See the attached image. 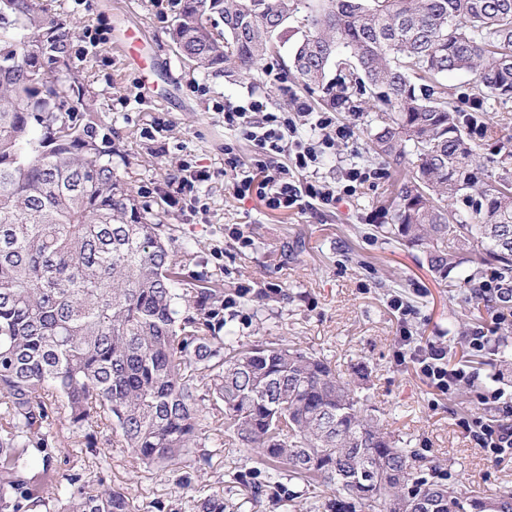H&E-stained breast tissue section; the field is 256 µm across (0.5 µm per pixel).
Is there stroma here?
<instances>
[{"label": "stroma", "mask_w": 512, "mask_h": 512, "mask_svg": "<svg viewBox=\"0 0 512 512\" xmlns=\"http://www.w3.org/2000/svg\"><path fill=\"white\" fill-rule=\"evenodd\" d=\"M47 2L75 31L98 25L108 30L109 46L72 60L78 66L90 64L99 116L128 162L142 199L163 198L180 163L212 174L199 191L204 211L169 213L175 246L191 248L188 287L220 288L230 296L240 285H252V294L242 299L233 317L242 342L273 341L326 357L388 430L451 480L487 496L512 488V459H487L458 425L460 418L478 411L494 415L495 407H479L474 391L464 387L434 395L411 363L394 357L397 320L387 299L398 294L416 308L413 324L419 336L453 337L454 358H467L480 381H495L505 396H512V333L494 327L485 302L471 296L458 275L438 279L420 251L377 231L392 218L384 201L393 190L394 170L365 150L368 133L376 127L374 110L356 116L337 112V124L350 127L352 135L318 172L334 183L346 165L364 167L371 177L352 198L333 208L273 210L258 193L240 198L225 183L229 135L217 106L259 96L269 111L289 113L302 98L318 112L319 92L305 90L265 62L251 73L230 77L191 72L167 35L176 8L161 15L152 0H89L84 7L74 0ZM129 28L140 29L138 51L154 63L158 95L151 101L144 100L137 73L112 46ZM233 227L251 238L249 247L231 244ZM475 325L492 330L494 353L467 357L461 338ZM97 441L112 458L109 483L127 489L147 512L155 503L172 502L175 473L133 462L108 431H100ZM210 454L203 483L207 492L223 497L224 512H289L284 502L253 508L241 486L231 483V470L255 467L253 454L228 447Z\"/></svg>", "instance_id": "1"}]
</instances>
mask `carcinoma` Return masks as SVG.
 Instances as JSON below:
<instances>
[{"label":"carcinoma","mask_w":512,"mask_h":512,"mask_svg":"<svg viewBox=\"0 0 512 512\" xmlns=\"http://www.w3.org/2000/svg\"><path fill=\"white\" fill-rule=\"evenodd\" d=\"M169 37L200 73L249 74L300 33L282 63L336 107L376 109L371 149L402 171L386 238L420 250L445 280L512 287V150L486 104L512 99V0H181ZM73 31L42 0H0V512H143L106 482L97 429L131 457L180 472L204 494V447L233 444L258 466L233 473L248 499L300 503L312 483L332 512H394L448 493L439 512H512L480 497L380 425L327 358L241 342L224 289L181 288L163 208L140 201L102 125ZM473 72L469 109L442 78ZM84 431L97 479L52 464L60 426Z\"/></svg>","instance_id":"carcinoma-1"}]
</instances>
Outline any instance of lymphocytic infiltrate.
<instances>
[{"mask_svg":"<svg viewBox=\"0 0 512 512\" xmlns=\"http://www.w3.org/2000/svg\"><path fill=\"white\" fill-rule=\"evenodd\" d=\"M223 112L225 130L232 137L252 142L257 149L250 163L244 164L232 145L224 147V175L236 196L246 197L256 188L273 209H300L311 203L332 207L355 195L369 178L365 168L357 165L345 168L343 186L318 178L323 149L347 140L350 130L337 125L330 113L310 111L307 102H297L294 113L287 114L268 111L264 100L252 98L243 105L225 103ZM257 112L262 115L258 121L253 118ZM389 306L399 324L398 359L409 360L426 382L442 393L472 385L480 404L500 402L501 389L476 386V375L467 364L451 361L450 339L440 336L425 341L415 337L409 326L414 311L408 303L395 295ZM459 425L476 438L490 460L512 457V405H503L501 417L471 415L461 418Z\"/></svg>","mask_w":512,"mask_h":512,"instance_id":"f902f5d3","label":"lymphocytic infiltrate"}]
</instances>
